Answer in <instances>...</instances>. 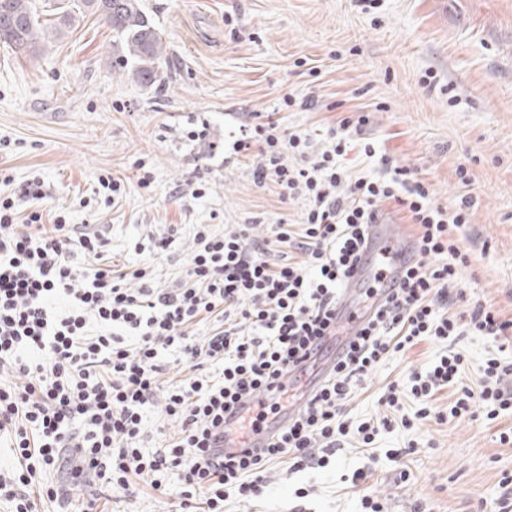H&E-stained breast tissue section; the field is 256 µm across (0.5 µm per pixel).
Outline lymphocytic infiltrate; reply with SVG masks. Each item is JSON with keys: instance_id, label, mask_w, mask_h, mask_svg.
<instances>
[{"instance_id": "obj_1", "label": "lymphocytic infiltrate", "mask_w": 512, "mask_h": 512, "mask_svg": "<svg viewBox=\"0 0 512 512\" xmlns=\"http://www.w3.org/2000/svg\"><path fill=\"white\" fill-rule=\"evenodd\" d=\"M367 121L346 117L326 127L318 153L310 134L281 130L274 121L240 126V151L258 152L255 183L275 184L284 200L303 196L302 220L277 221L261 240L245 224L221 235L197 225L185 278L171 290L153 287L147 268L106 262L101 236L43 223L39 211L17 223L11 203L0 198V435L20 456L19 469L0 477V498L12 512H37L41 500L66 512L75 491L126 490L136 476H150L158 491L161 473L180 487L179 512H224L228 501L246 504L263 494L269 465L288 458L300 471L323 468L346 437L368 446L389 428L390 419L359 422L346 413L389 352L449 342L427 372L409 374L408 395L423 420L436 392L459 377L465 357L451 347L457 337L497 344L512 335V318L494 304L456 308L463 294L455 286L469 254L452 230L469 223L473 196L440 206L415 170L378 154L373 143L352 148L349 128ZM352 151L359 166L345 163ZM384 203L415 228V259L397 287L386 295L378 283L364 290L371 317L268 448L216 455L212 436L225 413L271 389L325 344L336 301ZM78 252L95 266H76ZM130 278L140 287L126 288ZM208 319L213 327L196 341L195 326ZM164 350L177 352L187 367L202 359L215 370L161 385ZM483 373L479 396L462 392L451 415L470 413L477 399L487 419L512 412V360L490 356ZM155 403L180 429L150 453L139 441L144 410ZM50 470L61 472V481L37 483Z\"/></svg>"}]
</instances>
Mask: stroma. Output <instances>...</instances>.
I'll use <instances>...</instances> for the list:
<instances>
[{"label":"stroma","mask_w":512,"mask_h":512,"mask_svg":"<svg viewBox=\"0 0 512 512\" xmlns=\"http://www.w3.org/2000/svg\"><path fill=\"white\" fill-rule=\"evenodd\" d=\"M166 45L169 81L152 86L112 62V32L95 17L38 60L0 43V197L18 216L42 211L107 241L113 262L154 265L153 285L175 288L194 250L193 227L251 225L266 236L277 219L300 222V200L280 202L258 187L255 154L224 156L241 125L275 116L281 128L314 133L354 116L369 117L363 137L428 181L435 200L476 199L470 224L457 229L470 251L460 288L512 317V0H142ZM311 107H285V95ZM467 170L462 185L457 168ZM148 182H139L141 171ZM123 180L112 199L98 180ZM39 180L42 200L26 195ZM173 244L150 260L135 242ZM466 361L459 383L438 392L433 415L412 428L416 410L381 404L410 370L427 371L445 346L422 342L389 353L350 407L360 419H391L372 451L345 443L327 467L297 472L268 467L267 493L229 512H357L355 470L385 512H490L503 474H512V443L499 434L512 415L488 420L482 405L450 414L462 389L480 393L493 347L480 336L455 342ZM309 494L299 499L297 488ZM176 483L159 493L148 478L112 492L105 512H174Z\"/></svg>","instance_id":"stroma-1"}]
</instances>
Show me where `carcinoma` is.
<instances>
[{
  "instance_id": "obj_1",
  "label": "carcinoma",
  "mask_w": 512,
  "mask_h": 512,
  "mask_svg": "<svg viewBox=\"0 0 512 512\" xmlns=\"http://www.w3.org/2000/svg\"><path fill=\"white\" fill-rule=\"evenodd\" d=\"M90 14L112 29V58L122 65L132 61L139 82L151 86L172 79L163 69L164 42L141 0H0V42L36 59Z\"/></svg>"
}]
</instances>
